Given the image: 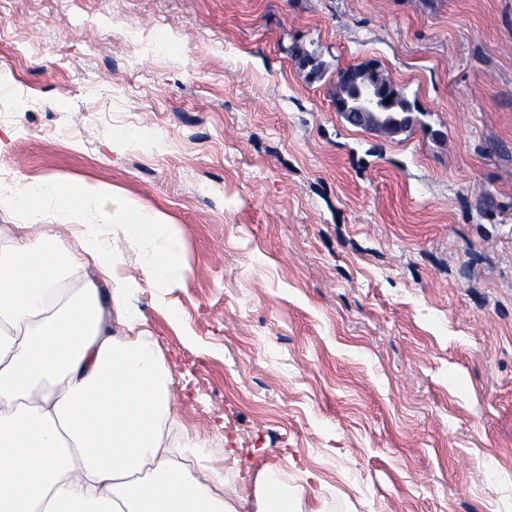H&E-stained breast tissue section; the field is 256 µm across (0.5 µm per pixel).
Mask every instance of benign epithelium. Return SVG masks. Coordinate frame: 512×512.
I'll use <instances>...</instances> for the list:
<instances>
[{
    "label": "benign epithelium",
    "instance_id": "7a95c632",
    "mask_svg": "<svg viewBox=\"0 0 512 512\" xmlns=\"http://www.w3.org/2000/svg\"><path fill=\"white\" fill-rule=\"evenodd\" d=\"M336 80L352 86L347 100H336V111L356 126L397 134L406 124L395 117H387L390 82L380 76L378 69L368 63L350 64L343 68Z\"/></svg>",
    "mask_w": 512,
    "mask_h": 512
}]
</instances>
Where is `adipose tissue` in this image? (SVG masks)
<instances>
[{"label":"adipose tissue","instance_id":"ef3b65f1","mask_svg":"<svg viewBox=\"0 0 512 512\" xmlns=\"http://www.w3.org/2000/svg\"><path fill=\"white\" fill-rule=\"evenodd\" d=\"M46 195L79 223L90 201L114 193L48 179L16 199L35 209ZM113 213L136 238L168 225L126 200ZM118 263L89 231L77 252L49 237L0 250V512H241L220 471L175 459L165 443L171 374L143 336L112 332L134 325L123 290L104 289ZM188 273L174 236L148 261L156 283Z\"/></svg>","mask_w":512,"mask_h":512}]
</instances>
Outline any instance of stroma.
I'll return each instance as SVG.
<instances>
[{"label":"stroma","instance_id":"35a3bbf8","mask_svg":"<svg viewBox=\"0 0 512 512\" xmlns=\"http://www.w3.org/2000/svg\"><path fill=\"white\" fill-rule=\"evenodd\" d=\"M366 61L410 130L337 112ZM46 178L174 224L161 286L164 238L85 217L172 440L245 500L265 471L300 512H512V0H0V224L76 243L12 201ZM189 273L181 261V244L170 234L165 247L152 254L148 261V277L155 283H179Z\"/></svg>","mask_w":512,"mask_h":512}]
</instances>
